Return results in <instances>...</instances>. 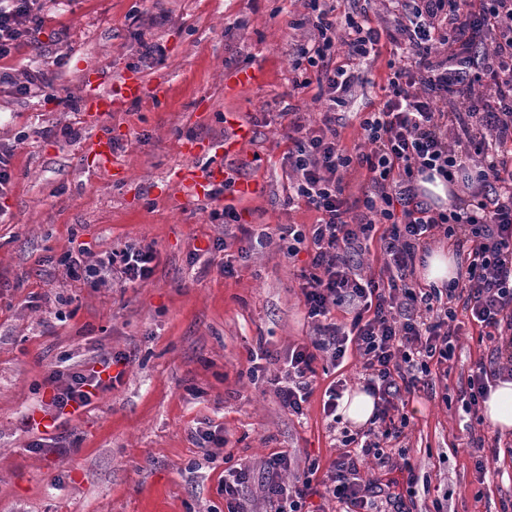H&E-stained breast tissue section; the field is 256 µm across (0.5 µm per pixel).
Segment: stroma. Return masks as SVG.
Instances as JSON below:
<instances>
[{"label":"stroma","instance_id":"stroma-1","mask_svg":"<svg viewBox=\"0 0 512 512\" xmlns=\"http://www.w3.org/2000/svg\"><path fill=\"white\" fill-rule=\"evenodd\" d=\"M34 42L0 60V72H43L48 87L16 94L0 84V153L11 182L0 194V512H227L220 484L245 463L249 512H265L263 463L286 452L291 481L311 462L328 468L347 423L322 412L326 388L345 379L362 387L360 364L316 362L304 416L289 415L263 381H251L259 349L286 352L314 340L300 275L307 251L284 258L280 229H309L318 214L289 202L292 178L284 134L295 117L317 125L318 86L294 88L301 50L316 34L306 0H43ZM163 56H156V47ZM389 46L359 64L362 81L338 108L340 142L366 150L360 115L373 111L387 83ZM259 83L224 92L234 69ZM136 71L150 95L86 123V84ZM235 112L252 130L235 156L220 157ZM111 132L125 167L111 181L83 154L85 141ZM209 142L234 180L256 182L251 199L224 190L193 200L169 182L189 159L182 142ZM233 207L237 223H212ZM271 240L240 258V225ZM225 240L226 249L215 246ZM129 245L154 251L151 278L123 283L101 271L98 283L72 278L62 259L85 249L93 263ZM233 275H224V262ZM493 344L461 332L447 397L403 395L406 448L415 484L407 512H501L512 499V435L499 437L462 409L470 369ZM128 357L114 387L84 408L56 414L55 370L87 371L108 354ZM223 428V447L202 448L196 430ZM482 448H474V441ZM486 476H478L476 460Z\"/></svg>","mask_w":512,"mask_h":512}]
</instances>
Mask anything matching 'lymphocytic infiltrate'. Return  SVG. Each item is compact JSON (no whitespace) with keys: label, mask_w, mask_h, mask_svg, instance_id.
I'll return each mask as SVG.
<instances>
[{"label":"lymphocytic infiltrate","mask_w":512,"mask_h":512,"mask_svg":"<svg viewBox=\"0 0 512 512\" xmlns=\"http://www.w3.org/2000/svg\"><path fill=\"white\" fill-rule=\"evenodd\" d=\"M395 2L394 31L405 46L388 63L380 107L360 122L372 149L352 155L339 145L336 108L359 80L355 60L378 55L382 32L350 17L345 34H337L325 0H306L319 38L303 54L317 76L294 86L317 84L327 107L319 128L290 127L286 158L297 198L320 218L310 230L291 225L281 234L289 239L285 257H293L299 244L310 245L302 293L316 337L311 345L290 348L279 374L266 376L257 363L250 375L266 379L282 408L300 416L313 394L315 362L323 358L339 366L352 349L376 405L371 428L347 435L327 471L314 463L303 478L287 483L281 479L290 465L287 454H271L264 463L270 512H305L316 494L344 512H373L381 496L399 500L396 481H363L358 463L371 456L388 464L387 447L408 425L407 415L395 413L401 393L431 390L447 379L459 313L495 344L493 366L477 363L468 379L464 411L478 414L491 379L512 374V0ZM42 10V0H0V59L34 41ZM478 38L491 44V52L456 65ZM341 45L342 62L336 59ZM480 85L487 88L481 95L475 92ZM454 96L460 105L452 109L448 100ZM477 126L483 134H474ZM355 164L368 170L373 183L361 215L352 214L344 196L342 172ZM436 175L462 182L468 203L435 210L419 200L415 179ZM439 234L466 250V274L442 288L419 287L412 279L417 251ZM375 242L384 256L382 277L365 279L353 258ZM343 305L353 311L347 324L332 316ZM47 382L62 410L89 405L100 375L56 370Z\"/></svg>","instance_id":"1"}]
</instances>
